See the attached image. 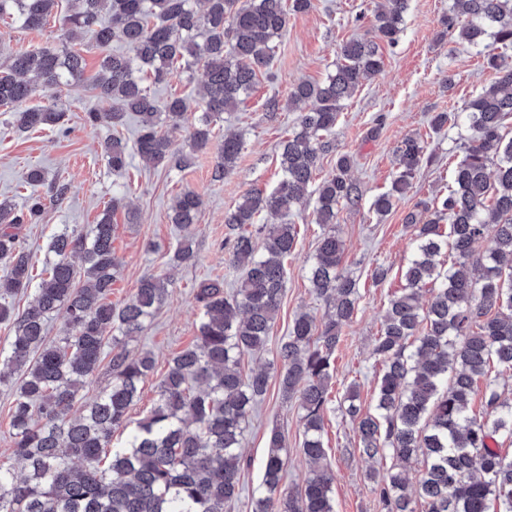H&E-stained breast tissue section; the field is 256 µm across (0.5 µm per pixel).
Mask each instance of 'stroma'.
I'll return each mask as SVG.
<instances>
[{"instance_id": "35a3bbf8", "label": "stroma", "mask_w": 512, "mask_h": 512, "mask_svg": "<svg viewBox=\"0 0 512 512\" xmlns=\"http://www.w3.org/2000/svg\"><path fill=\"white\" fill-rule=\"evenodd\" d=\"M452 0H409L403 31L396 45L383 46L382 72L363 83L345 100L336 124L335 147L321 159L320 176L336 166L338 155H349L351 176L360 189L357 205L342 206L336 230L345 242L343 268L356 279L361 295L352 322L343 330L344 340L336 352V371L329 386L331 404L325 414L326 463L334 477L336 512H380L374 484L368 473L373 462L356 450V424L342 416L339 405L351 383H358L364 412H373L375 387L383 365L372 354L391 295L401 286L402 274L413 252L405 216L423 210L445 195L456 164L465 154L468 134L448 125L433 131L429 121L437 112L461 111L465 102L497 80L496 70L453 38L442 37V20ZM376 0H312L311 8L288 16V31L278 42L272 64L237 110L225 113L220 127L241 134L244 150L236 167L215 178L217 148L209 146L191 153L189 166L152 167L133 158L128 171L113 173L104 143L113 133L133 143L137 118L127 114L119 130L87 123L86 113L97 101L88 84H77L54 97L37 91L34 106L58 105L65 110L67 134L52 129L20 132L14 115L0 111V200L7 198L24 206L29 193L27 172L39 168L47 182L39 193L44 209L37 223L23 225L19 242L40 275L51 238L62 229L90 233L93 224L113 195L125 196L130 211H117L114 251L121 262V275L112 287L111 300L121 303L134 294L142 276L153 273L170 278L168 296L147 334L131 343L132 352H151L154 370L141 386L139 399L129 411L130 423L149 412L156 399V386L171 358L191 345L197 334L200 306L196 288L202 279L224 281L233 289L239 273L228 261L224 247V212L247 191L272 190L280 176L276 150L291 134L296 113L283 108L289 92L302 80L319 82L335 68L341 47L351 39L370 33ZM29 46H65L81 51L87 75L96 72L99 52L88 39L74 37L50 19L42 31H23L10 21H0V62L15 50ZM423 135L426 159L411 189L400 197L392 211L377 217L370 209L374 197L391 186L396 170V149L407 136ZM66 185L65 196L54 197L51 183ZM198 192L203 206L196 224L195 258L187 265H173L170 258L181 237L171 224L168 207L185 189ZM314 200L288 218L298 236L287 263V284L265 350L244 356V371L264 368L276 355L294 316L309 312L323 319L327 306L316 298L306 272L323 228L314 222ZM388 270L387 278L374 282L377 267ZM302 412L297 402L284 400L278 375H271L266 394L257 402L246 424L242 471L243 492L231 512H251V496L263 475L267 437L280 429L288 439V465L283 487L300 491L308 476L300 446L303 440Z\"/></svg>"}]
</instances>
